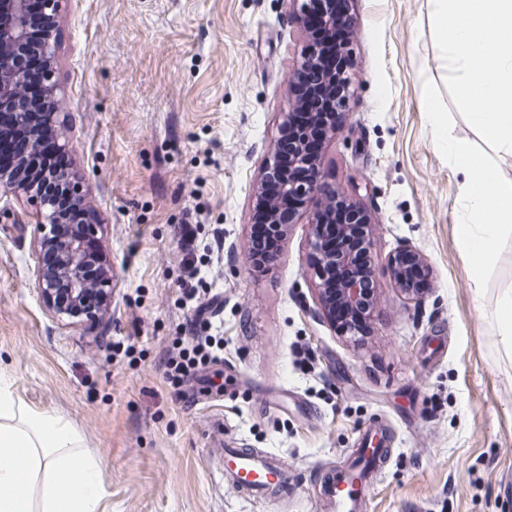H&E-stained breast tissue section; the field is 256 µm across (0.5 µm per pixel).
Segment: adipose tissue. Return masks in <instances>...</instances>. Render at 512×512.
Listing matches in <instances>:
<instances>
[{"label": "adipose tissue", "instance_id": "1", "mask_svg": "<svg viewBox=\"0 0 512 512\" xmlns=\"http://www.w3.org/2000/svg\"><path fill=\"white\" fill-rule=\"evenodd\" d=\"M431 23L469 119L512 156V0H431ZM437 148L468 174L467 219L459 225L474 286L512 226V184L436 126ZM99 459L69 420L38 412L0 386V512H101Z\"/></svg>", "mask_w": 512, "mask_h": 512}]
</instances>
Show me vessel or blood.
<instances>
[{
	"mask_svg": "<svg viewBox=\"0 0 512 512\" xmlns=\"http://www.w3.org/2000/svg\"><path fill=\"white\" fill-rule=\"evenodd\" d=\"M226 456L233 468L226 474L231 481L254 496L283 490L287 474L276 458L229 448ZM384 438L366 436L361 448L338 468L324 471L319 479L320 499L334 512H362L370 491V481L390 457Z\"/></svg>",
	"mask_w": 512,
	"mask_h": 512,
	"instance_id": "vessel-or-blood-1",
	"label": "vessel or blood"
}]
</instances>
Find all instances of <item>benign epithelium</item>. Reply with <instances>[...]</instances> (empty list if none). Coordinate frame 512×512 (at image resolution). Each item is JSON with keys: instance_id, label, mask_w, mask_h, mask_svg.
Segmentation results:
<instances>
[{"instance_id": "obj_1", "label": "benign epithelium", "mask_w": 512, "mask_h": 512, "mask_svg": "<svg viewBox=\"0 0 512 512\" xmlns=\"http://www.w3.org/2000/svg\"><path fill=\"white\" fill-rule=\"evenodd\" d=\"M66 0H40L42 11L49 25L38 45V51L44 60L42 89L34 98H20L16 87L26 82V75L20 68L22 57L29 51L27 0H0V43L7 42L12 51L0 54V108L8 107L14 111V118L26 123L32 113L42 115V123L30 128L28 147L36 151L49 137L58 138L62 149H68L67 115L63 112L62 97L56 76V23ZM322 11V29L308 33L309 39L324 42V48L336 52V57L350 60L349 44L332 41V25L337 23L336 0H320ZM336 75L332 70L323 71L322 84L311 88L305 97L290 102L288 111L282 113L280 126L285 127L295 118L297 111H305L307 126H318L325 138L330 137L340 127L346 102L351 95L349 72L343 73L345 94L339 102L328 97V88L335 83ZM305 134L294 137L290 149L301 162L309 168L310 177L305 182H297L290 169L276 164L278 144H273L271 157L266 161L255 190V210L262 213L265 222L273 225L285 235L289 225L282 223L285 213L298 210L308 204L317 208L309 224L308 243L314 254L311 265V277L314 280L323 315L335 321L334 308L329 298L336 296L346 309L355 313L361 309H373L377 303L375 289L367 284L375 281V268L365 271L352 267L354 248L336 252L321 249L324 238V220L322 207L331 212L336 202L346 206L347 223L363 226L370 224L366 209L352 194L359 193L360 186L353 182L351 190H338L329 184L322 173L321 156H309L304 150ZM53 183L70 194L75 208L86 213V224L76 238H61L56 235L58 216L54 199L43 193L40 187ZM11 195L24 198L35 209L38 251L51 246L55 249L56 260L47 266L39 263L36 270L37 291L45 308L57 317L82 318L87 321L101 319L110 309L112 301V264L101 249L96 254L98 276L89 281L84 269L89 256L85 242L98 240L100 224L87 206L86 194L81 187V176L74 169L34 170L27 167L24 159L17 160L11 170L0 169V199ZM385 269L395 287L408 300L423 298L432 288L430 267L425 255L414 245L404 244L385 257ZM342 268L344 275L336 278L332 272Z\"/></svg>"}]
</instances>
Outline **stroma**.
<instances>
[{
  "label": "stroma",
  "mask_w": 512,
  "mask_h": 512,
  "mask_svg": "<svg viewBox=\"0 0 512 512\" xmlns=\"http://www.w3.org/2000/svg\"><path fill=\"white\" fill-rule=\"evenodd\" d=\"M354 94L323 151L328 182L365 184L378 302L364 335L319 312L309 211L274 263H247L254 190L308 39L291 0H67L58 78L112 263L102 323L56 319L36 288L35 218L0 217V383L67 418L103 460L104 512H323L318 480L382 425L394 455L364 512H512V364L484 306L512 289V231L476 301L458 244L466 178L433 143L428 100L452 137L512 183L468 117L432 31L429 0H351ZM218 249L205 300L224 360L167 382L189 312L182 224ZM419 248L433 287L405 300L382 269ZM275 454L291 488L254 499L223 479L228 446Z\"/></svg>",
  "instance_id": "1"
}]
</instances>
